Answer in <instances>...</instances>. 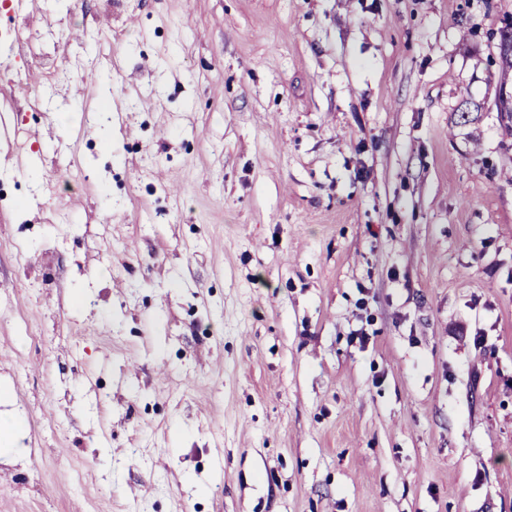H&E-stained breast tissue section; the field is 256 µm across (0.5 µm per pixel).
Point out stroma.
Listing matches in <instances>:
<instances>
[{"mask_svg": "<svg viewBox=\"0 0 512 512\" xmlns=\"http://www.w3.org/2000/svg\"><path fill=\"white\" fill-rule=\"evenodd\" d=\"M506 15L0 0V512H512Z\"/></svg>", "mask_w": 512, "mask_h": 512, "instance_id": "1", "label": "stroma"}]
</instances>
